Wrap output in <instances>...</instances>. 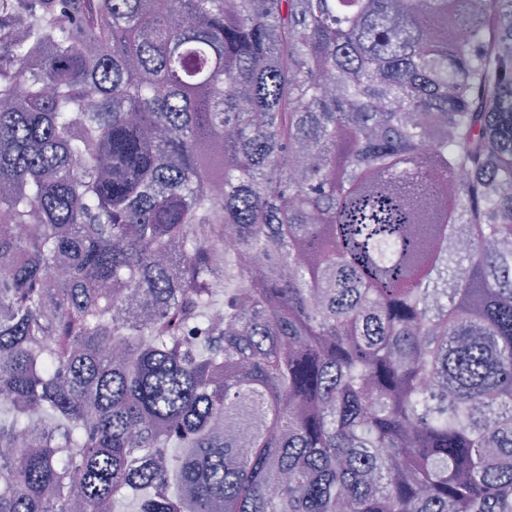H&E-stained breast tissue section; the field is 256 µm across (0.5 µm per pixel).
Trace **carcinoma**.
Returning a JSON list of instances; mask_svg holds the SVG:
<instances>
[{
	"mask_svg": "<svg viewBox=\"0 0 512 512\" xmlns=\"http://www.w3.org/2000/svg\"><path fill=\"white\" fill-rule=\"evenodd\" d=\"M0 512H512V0H0Z\"/></svg>",
	"mask_w": 512,
	"mask_h": 512,
	"instance_id": "1",
	"label": "carcinoma"
}]
</instances>
